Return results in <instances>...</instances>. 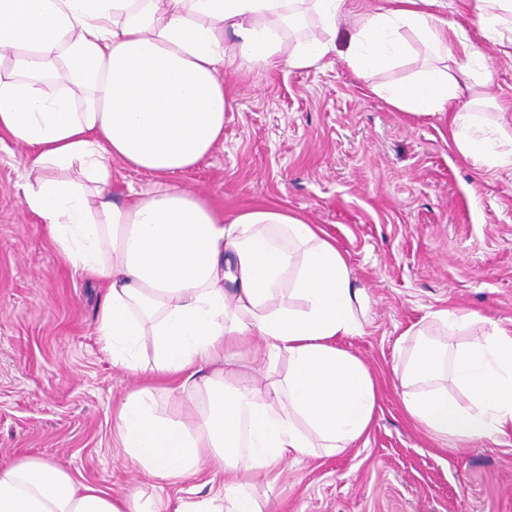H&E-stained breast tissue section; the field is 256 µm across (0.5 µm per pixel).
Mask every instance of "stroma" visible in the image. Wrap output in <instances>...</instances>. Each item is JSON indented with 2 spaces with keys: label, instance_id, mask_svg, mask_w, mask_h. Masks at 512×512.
<instances>
[{
  "label": "stroma",
  "instance_id": "stroma-1",
  "mask_svg": "<svg viewBox=\"0 0 512 512\" xmlns=\"http://www.w3.org/2000/svg\"><path fill=\"white\" fill-rule=\"evenodd\" d=\"M476 0H441L488 61L475 111L512 120V47L485 37ZM354 17L336 26L335 52L318 67L224 71L230 106L224 144L197 168L154 175L113 162L123 200L160 184L206 197L225 215L283 204L319 225L344 255L368 308L341 348L378 383L380 409L366 439L290 460L251 481L262 512H512V439L443 441L405 414L395 370L415 343L409 327L442 341L432 312L464 310L512 326V166L463 162L439 116H414L372 93L436 65L413 34L407 61L360 78L343 60ZM25 147L0 137V461L45 458L122 496L140 488L175 512L210 498L213 472L188 481L134 469L112 431L118 404L142 386L113 366L96 336L101 282L74 272L21 203ZM260 337L231 347L238 382L264 387L287 357L252 368Z\"/></svg>",
  "mask_w": 512,
  "mask_h": 512
}]
</instances>
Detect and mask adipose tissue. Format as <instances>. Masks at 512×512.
Segmentation results:
<instances>
[{
	"mask_svg": "<svg viewBox=\"0 0 512 512\" xmlns=\"http://www.w3.org/2000/svg\"><path fill=\"white\" fill-rule=\"evenodd\" d=\"M438 0H391L361 16L345 59L357 73L407 53L411 29L439 58L457 39V74L428 68L410 84L376 87L393 108L447 116L464 162L512 165V123L481 132L461 98L485 61L463 27L434 13ZM350 0H0V132L30 147L22 204L43 221L61 258L101 281L96 334L113 365L172 380L204 397L198 419L157 414L149 390L125 397L114 436L152 476L188 478L202 465L224 476L216 504L177 512H260L245 474L290 454L347 448L369 431L378 387L338 347L361 327L367 297L328 233L279 205L224 217L202 196L166 185L116 201L112 160L144 172L196 167L224 139V69H307ZM313 12L318 31L303 33ZM300 33L296 44L290 34ZM259 335L258 368L287 356L289 370L263 389L232 382L229 344ZM153 361L141 363L143 344ZM465 393L449 398L442 376ZM397 379L407 416L428 435L458 442L512 437V329L487 330L444 356L420 341ZM0 512H153L80 482L36 456L0 462Z\"/></svg>",
	"mask_w": 512,
	"mask_h": 512,
	"instance_id": "1",
	"label": "adipose tissue"
}]
</instances>
